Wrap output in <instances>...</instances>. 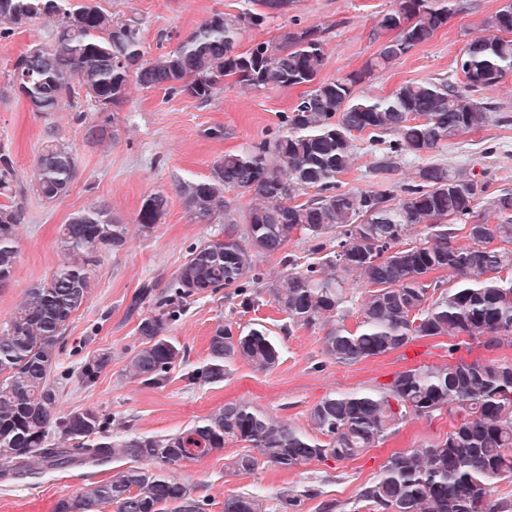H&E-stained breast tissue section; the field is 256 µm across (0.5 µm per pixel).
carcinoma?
Masks as SVG:
<instances>
[{
    "instance_id": "obj_1",
    "label": "carcinoma",
    "mask_w": 512,
    "mask_h": 512,
    "mask_svg": "<svg viewBox=\"0 0 512 512\" xmlns=\"http://www.w3.org/2000/svg\"><path fill=\"white\" fill-rule=\"evenodd\" d=\"M261 10L215 14L178 46L145 58L138 20L121 21L95 4L73 0H0V26L16 28L38 16L56 22L54 44H38L13 65L12 83L34 112H56L78 83L98 109L110 111L127 98L129 82L144 89L164 87L208 101L224 77L244 87L311 89L285 116L286 131L270 141L226 153L202 180L177 186L197 224L224 219V190L252 196L245 226H225L190 248L169 285L160 313L138 324L141 348L127 361L126 376L161 386L181 365L185 351L168 336L180 303L201 291L239 289V307H255L257 293L244 288L260 278L250 275L257 257L283 251L292 234L312 243L306 262L289 253L288 272L268 289L288 326L310 328L334 319L323 338L324 355L341 364L395 351L420 337L446 336L448 362L419 365L396 373L376 389L330 394L310 410L313 438L247 403H226L184 429L162 437L127 436L115 441L105 418L92 409L55 417L56 389L51 374L73 315L90 299L93 269L102 251H118L129 225L102 204L91 203L61 225L58 246L65 262L52 278L27 289L0 328V479L20 483L44 471L98 465L114 458L149 460L153 470L130 466L90 484L75 497L58 502L56 512H205V501L170 480L165 469L221 452L228 441L243 444L233 461L239 472L268 464L296 469L313 460L343 461L373 448L408 418L431 417L443 410L458 423L446 437L425 448L394 452L378 477L362 488L359 500L373 512H501L492 499L495 481L512 478V363L466 361L458 351L472 343L512 347V190L487 193V185L448 167L430 163L417 180L393 190L342 191L337 177L349 169L357 133L383 146L392 157H421L466 131L483 127L491 113L474 93L493 89L512 73V0L483 20L489 34L471 39L457 69L465 89L445 79L401 85L388 96H363L354 87L417 45L448 22V0H396L378 26L395 30L393 42L367 61L362 72L334 80L319 77L324 39L317 29L286 33L280 42L255 44L235 53L247 25H260L266 8L292 0H254ZM140 61L135 71L129 62ZM393 132L397 139L383 135ZM76 161L63 144H52L37 159L33 190L52 200L65 194ZM18 173L10 153L0 149V195L15 187ZM311 199L297 201L309 190ZM497 216L477 218L480 205ZM166 198L143 200L134 219L140 231L154 230L165 214ZM20 211L0 204V286L10 280L19 255ZM423 238L409 239L416 227ZM470 240L456 243L459 234ZM455 279L441 287L433 274ZM364 288L361 320L351 331L344 324L355 302L350 290ZM280 346L266 328L217 326L209 338L207 360L189 379L217 385L234 362L258 372L279 361ZM110 363L103 353L81 370L93 380ZM278 512H299L300 495L282 491ZM224 512H264L250 494L224 499Z\"/></svg>"
}]
</instances>
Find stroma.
<instances>
[{"label": "stroma", "instance_id": "obj_1", "mask_svg": "<svg viewBox=\"0 0 512 512\" xmlns=\"http://www.w3.org/2000/svg\"><path fill=\"white\" fill-rule=\"evenodd\" d=\"M96 3L113 18L139 19L142 46L149 56L175 49L189 31L213 15H235L249 7L248 0ZM456 3V12L431 40L365 79L356 87L358 94L382 96L403 84L436 78L464 86L456 60L470 39L482 35L481 20L495 12L501 0ZM393 7L394 0H293L287 14L245 29L237 50L243 53L260 42H279L290 31L319 29L325 40L321 76L343 77L361 70L389 39V32L377 23ZM52 43L53 26L41 19L0 35V147L10 151L26 183L48 145H68L77 163L67 195L48 201L29 189L13 200L22 212L20 256L10 281L0 287V324L28 288L49 280L62 265L58 229L71 213L97 202L129 225L126 246L101 253L91 297L65 333L54 372L56 415L77 408L96 410L108 418L112 436L118 439L129 434H171L218 406L244 402L307 432L310 410L323 397L376 388L403 369L447 362L448 338L422 337L383 356L340 364L322 352L327 326L287 329L285 315L269 295H261L258 306L244 313L237 307L236 289L224 288L187 299L180 318L170 325L169 334L184 347L186 359L170 372L165 387L151 388L126 378L123 367L140 347L138 322L157 310L156 295L166 293L190 248L216 230L215 225L191 221L178 183L205 178L212 163L225 153L247 150L280 135L283 114L291 111L303 90L244 87L228 76L203 102L134 84L115 112L111 142L99 146L85 140V123L103 122L106 115L83 88H76L70 103L59 111L34 112L8 84V73L21 53L36 44ZM479 98L492 111L484 127L444 141L430 154L400 157L389 171L381 170L382 154L369 146L366 135H356L351 166L340 178L342 189H397L413 181L420 166L434 162L487 182L490 191L512 190V75L494 89L480 92ZM214 128L222 129L221 137L211 136ZM158 192L167 198L165 214L153 232L141 233L133 223L135 215L143 199ZM146 284L152 285L153 297L135 303ZM227 321L270 330L280 343L278 363L261 373L236 362L222 384H188L185 372L205 362L214 328ZM101 353L110 356V364L92 381L81 380L83 366ZM453 423L445 412L411 418L383 444L355 458L314 461L294 470L262 465L249 474L230 470L242 447L229 441L223 451L183 462L167 475L197 498L208 499L206 512H222L225 497L251 491L260 494L265 512H277V495L286 488L304 494L302 512H368L359 500L360 490L376 479L390 454L437 443ZM129 465V460L118 458L103 467L47 472L23 483L0 481V512H55L60 500L77 496L87 484Z\"/></svg>", "mask_w": 512, "mask_h": 512}]
</instances>
